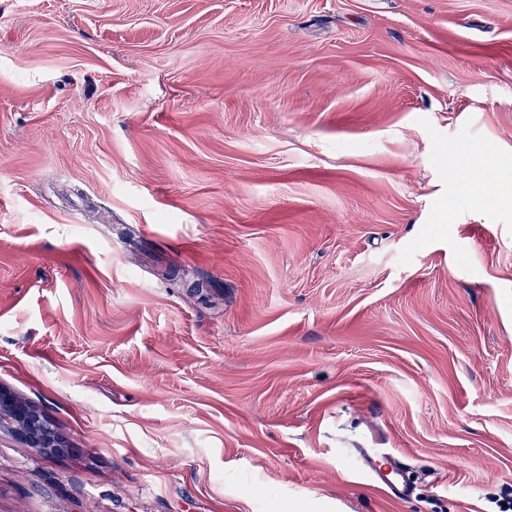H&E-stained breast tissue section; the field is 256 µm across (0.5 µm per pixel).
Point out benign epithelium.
<instances>
[{
  "instance_id": "obj_1",
  "label": "benign epithelium",
  "mask_w": 512,
  "mask_h": 512,
  "mask_svg": "<svg viewBox=\"0 0 512 512\" xmlns=\"http://www.w3.org/2000/svg\"><path fill=\"white\" fill-rule=\"evenodd\" d=\"M0 431L41 454H60L69 448L67 441L47 424L39 408L3 384L0 385Z\"/></svg>"
}]
</instances>
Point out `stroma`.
Masks as SVG:
<instances>
[{
  "label": "stroma",
  "instance_id": "stroma-1",
  "mask_svg": "<svg viewBox=\"0 0 512 512\" xmlns=\"http://www.w3.org/2000/svg\"><path fill=\"white\" fill-rule=\"evenodd\" d=\"M0 383V512H499L512 0H0ZM42 411L10 387L0 385V431L43 454L64 453L69 445L47 424ZM70 449V448H69Z\"/></svg>",
  "mask_w": 512,
  "mask_h": 512
}]
</instances>
